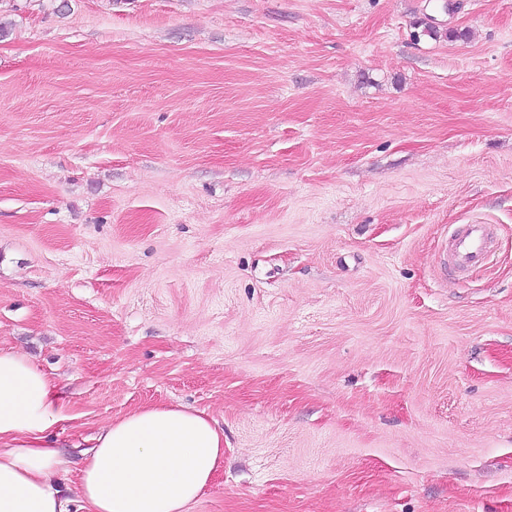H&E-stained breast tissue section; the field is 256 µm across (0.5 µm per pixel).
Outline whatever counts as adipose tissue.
<instances>
[{"label": "adipose tissue", "instance_id": "adipose-tissue-1", "mask_svg": "<svg viewBox=\"0 0 512 512\" xmlns=\"http://www.w3.org/2000/svg\"><path fill=\"white\" fill-rule=\"evenodd\" d=\"M61 395L25 354L0 347V512H188L224 458L206 411L151 406L102 426L84 449L78 495L48 433Z\"/></svg>", "mask_w": 512, "mask_h": 512}]
</instances>
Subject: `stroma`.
Segmentation results:
<instances>
[{
  "mask_svg": "<svg viewBox=\"0 0 512 512\" xmlns=\"http://www.w3.org/2000/svg\"><path fill=\"white\" fill-rule=\"evenodd\" d=\"M0 25V347L62 395L67 486L162 404L224 432L190 512H512V0ZM459 224L491 227L477 272ZM491 241L487 224H462L449 238L447 256L460 272H469L485 264Z\"/></svg>",
  "mask_w": 512,
  "mask_h": 512,
  "instance_id": "obj_1",
  "label": "stroma"
}]
</instances>
